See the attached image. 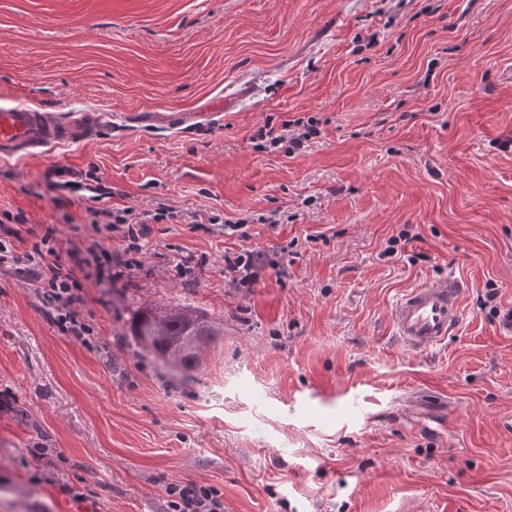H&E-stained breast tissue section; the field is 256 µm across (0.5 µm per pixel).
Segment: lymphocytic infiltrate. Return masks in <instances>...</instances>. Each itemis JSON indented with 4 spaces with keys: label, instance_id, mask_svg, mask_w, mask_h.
I'll return each mask as SVG.
<instances>
[{
    "label": "lymphocytic infiltrate",
    "instance_id": "obj_1",
    "mask_svg": "<svg viewBox=\"0 0 512 512\" xmlns=\"http://www.w3.org/2000/svg\"><path fill=\"white\" fill-rule=\"evenodd\" d=\"M91 233L79 245H70L68 263L57 260L58 239L55 227H47L39 241L33 242V254H50V261L34 265L27 282L33 285L50 323L66 336L85 340L94 329L86 320L87 287L95 285L100 303H111L119 289L128 287L138 261L142 239L152 225L176 219L177 213L166 205L134 212L132 207L92 208L88 211ZM120 248H113V241ZM168 512H224V495L216 487L194 482L173 483L166 489Z\"/></svg>",
    "mask_w": 512,
    "mask_h": 512
}]
</instances>
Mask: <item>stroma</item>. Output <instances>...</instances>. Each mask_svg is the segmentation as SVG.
I'll return each mask as SVG.
<instances>
[{"label": "stroma", "mask_w": 512, "mask_h": 512, "mask_svg": "<svg viewBox=\"0 0 512 512\" xmlns=\"http://www.w3.org/2000/svg\"><path fill=\"white\" fill-rule=\"evenodd\" d=\"M509 62L512 0H0V105L108 121L0 157V211L70 236L94 201L44 175L94 167L109 205L178 214L123 297L88 303L85 343L0 264V512H165L187 481L224 512H512V329L481 303L490 283L512 309ZM242 84L192 133L124 120ZM309 117L300 150L255 137ZM241 219L245 241L223 226ZM245 248L262 256L250 288L224 273ZM448 276L459 327L404 351L396 301ZM144 302L223 323L193 381L124 335Z\"/></svg>", "instance_id": "obj_1"}]
</instances>
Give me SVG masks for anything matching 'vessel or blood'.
<instances>
[{
    "mask_svg": "<svg viewBox=\"0 0 512 512\" xmlns=\"http://www.w3.org/2000/svg\"><path fill=\"white\" fill-rule=\"evenodd\" d=\"M237 94L220 97L198 112H137L132 119L149 128L179 132L212 124L229 111ZM103 117L96 111L51 112L26 105L0 106V156H35L61 144H85L99 138ZM462 283L448 277L407 290L393 308L401 347L422 354L445 343L461 319Z\"/></svg>",
    "mask_w": 512,
    "mask_h": 512,
    "instance_id": "b4317fda",
    "label": "vessel or blood"
}]
</instances>
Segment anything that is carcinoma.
<instances>
[{"label": "carcinoma", "mask_w": 512, "mask_h": 512, "mask_svg": "<svg viewBox=\"0 0 512 512\" xmlns=\"http://www.w3.org/2000/svg\"><path fill=\"white\" fill-rule=\"evenodd\" d=\"M129 334L144 353L189 379L199 368L204 349L224 335V326L191 307L145 302L133 312Z\"/></svg>", "instance_id": "carcinoma-1"}]
</instances>
